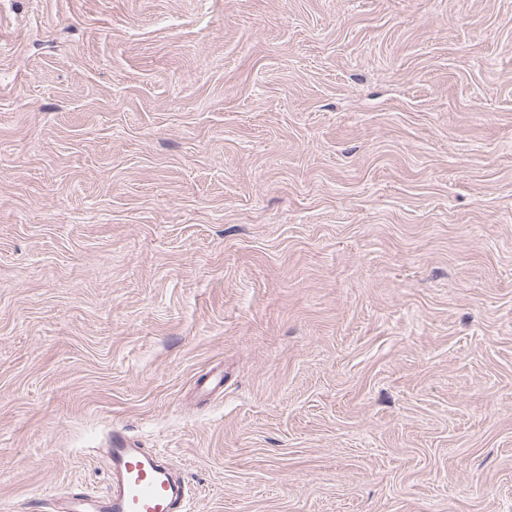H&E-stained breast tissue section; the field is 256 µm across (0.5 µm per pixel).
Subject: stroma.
I'll return each mask as SVG.
<instances>
[{"label":"stroma","instance_id":"obj_1","mask_svg":"<svg viewBox=\"0 0 512 512\" xmlns=\"http://www.w3.org/2000/svg\"><path fill=\"white\" fill-rule=\"evenodd\" d=\"M512 512V0H0V512ZM109 485L101 494L69 492L53 512H186L185 481L176 478L160 456L148 453L124 435L112 432L107 448Z\"/></svg>","mask_w":512,"mask_h":512}]
</instances>
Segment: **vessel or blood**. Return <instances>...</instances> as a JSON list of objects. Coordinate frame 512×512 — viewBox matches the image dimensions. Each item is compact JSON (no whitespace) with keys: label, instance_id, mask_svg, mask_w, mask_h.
Here are the masks:
<instances>
[{"label":"vessel or blood","instance_id":"obj_1","mask_svg":"<svg viewBox=\"0 0 512 512\" xmlns=\"http://www.w3.org/2000/svg\"><path fill=\"white\" fill-rule=\"evenodd\" d=\"M105 492H69L53 512H187V491L160 456L116 431L107 450Z\"/></svg>","mask_w":512,"mask_h":512}]
</instances>
